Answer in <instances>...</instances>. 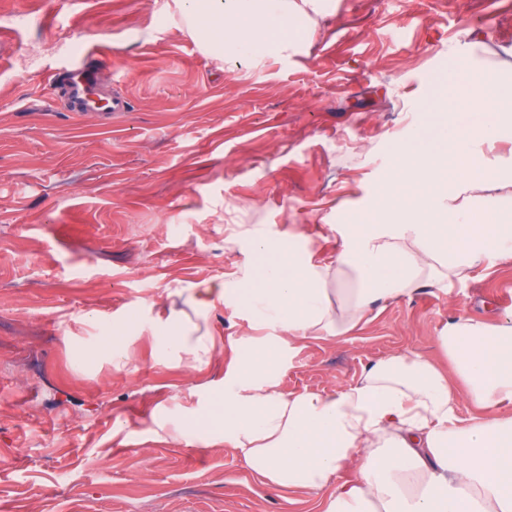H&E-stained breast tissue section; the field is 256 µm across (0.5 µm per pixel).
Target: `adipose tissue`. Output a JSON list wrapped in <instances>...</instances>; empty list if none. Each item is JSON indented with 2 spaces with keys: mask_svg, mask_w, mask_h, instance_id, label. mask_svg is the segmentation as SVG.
Segmentation results:
<instances>
[{
  "mask_svg": "<svg viewBox=\"0 0 512 512\" xmlns=\"http://www.w3.org/2000/svg\"><path fill=\"white\" fill-rule=\"evenodd\" d=\"M187 29L224 51V72L260 61L267 45L300 53L330 0H179ZM445 119L393 144L374 201L335 230V256H297L290 235L245 231L254 262L226 280L184 289L183 308L150 301L158 357L200 368L215 357L210 312L240 298L262 336L229 338L232 359L198 414L211 445L230 447L255 475L319 495L321 512H512V314L488 324L448 320L437 342L481 416L457 413L458 396L433 361L411 351L371 362L335 391L285 390L288 351L355 330L379 302L423 287L450 290L472 272L512 258V167L473 163L477 143L503 138L512 77L475 56L465 93L439 83ZM499 121L468 127L458 113Z\"/></svg>",
  "mask_w": 512,
  "mask_h": 512,
  "instance_id": "obj_1",
  "label": "adipose tissue"
}]
</instances>
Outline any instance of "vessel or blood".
Instances as JSON below:
<instances>
[{
	"label": "vessel or blood",
	"mask_w": 512,
	"mask_h": 512,
	"mask_svg": "<svg viewBox=\"0 0 512 512\" xmlns=\"http://www.w3.org/2000/svg\"><path fill=\"white\" fill-rule=\"evenodd\" d=\"M47 75L55 88L61 90L68 111L91 116L104 109L125 112L130 108V101L123 94L101 96L93 53H66L62 64L48 67Z\"/></svg>",
	"instance_id": "vessel-or-blood-1"
}]
</instances>
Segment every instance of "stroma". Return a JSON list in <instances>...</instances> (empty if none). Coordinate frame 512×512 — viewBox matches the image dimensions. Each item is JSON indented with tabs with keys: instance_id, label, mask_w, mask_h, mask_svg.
Here are the masks:
<instances>
[{
	"instance_id": "1",
	"label": "stroma",
	"mask_w": 512,
	"mask_h": 512,
	"mask_svg": "<svg viewBox=\"0 0 512 512\" xmlns=\"http://www.w3.org/2000/svg\"><path fill=\"white\" fill-rule=\"evenodd\" d=\"M2 30L0 512H306L231 449L205 447L194 422L199 384L223 381L227 339L246 327L241 302L211 312L218 357L199 370L156 359L148 303L248 264L242 227L302 234L330 257L393 142L433 120L437 79H465L471 42L512 68V0H337L306 52L236 80L177 0H0ZM93 45L110 51L103 94L122 87L131 107L86 121L41 65ZM506 295L512 263L391 300L350 334L300 343L283 385L329 391L390 354L440 357L448 319L497 322ZM135 317L133 369L75 367Z\"/></svg>"
}]
</instances>
